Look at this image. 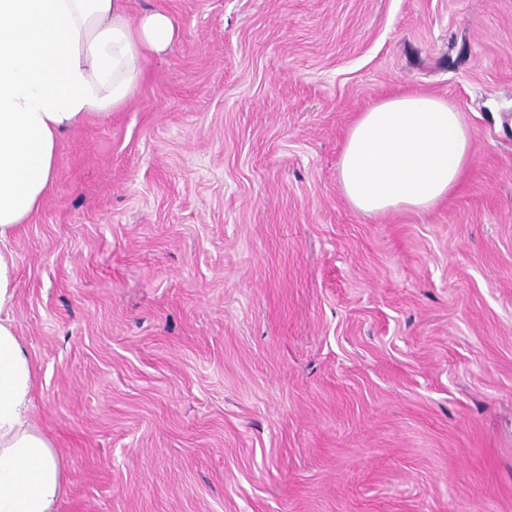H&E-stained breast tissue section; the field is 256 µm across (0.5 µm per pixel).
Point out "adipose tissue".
<instances>
[{"label":"adipose tissue","instance_id":"ef3b65f1","mask_svg":"<svg viewBox=\"0 0 512 512\" xmlns=\"http://www.w3.org/2000/svg\"><path fill=\"white\" fill-rule=\"evenodd\" d=\"M174 26L130 19L123 0H0V512H53L64 470L31 420L36 363L7 312L17 288L10 242L51 188L58 143L134 96L150 54ZM473 134L452 104L403 95L361 112L340 156L341 192L357 211L424 212L459 185Z\"/></svg>","mask_w":512,"mask_h":512}]
</instances>
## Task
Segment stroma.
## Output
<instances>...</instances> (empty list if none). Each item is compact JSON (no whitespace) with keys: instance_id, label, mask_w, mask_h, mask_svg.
<instances>
[{"instance_id":"1","label":"stroma","mask_w":512,"mask_h":512,"mask_svg":"<svg viewBox=\"0 0 512 512\" xmlns=\"http://www.w3.org/2000/svg\"><path fill=\"white\" fill-rule=\"evenodd\" d=\"M125 7L175 39L12 242L56 512H512V0ZM406 94L473 158L369 217L345 138Z\"/></svg>"}]
</instances>
